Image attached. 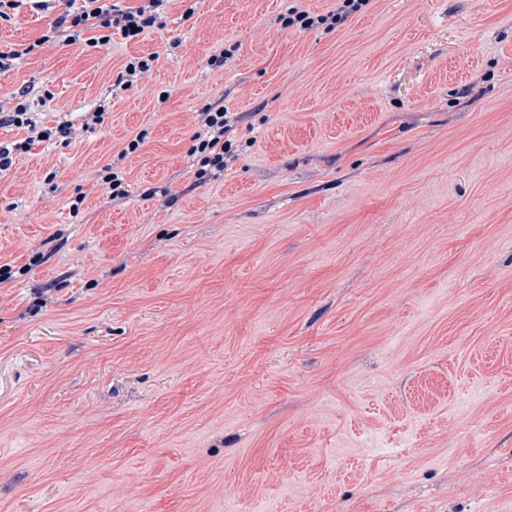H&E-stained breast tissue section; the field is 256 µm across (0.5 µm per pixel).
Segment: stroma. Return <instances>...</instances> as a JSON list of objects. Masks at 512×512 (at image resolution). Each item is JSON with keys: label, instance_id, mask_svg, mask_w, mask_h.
<instances>
[{"label": "stroma", "instance_id": "1", "mask_svg": "<svg viewBox=\"0 0 512 512\" xmlns=\"http://www.w3.org/2000/svg\"><path fill=\"white\" fill-rule=\"evenodd\" d=\"M286 7L171 0L0 74L48 126L108 106L0 175V512H512V0ZM54 17L22 7L0 51ZM341 2L334 10L326 14L310 16L307 11H299L297 7L288 8V17L284 18L285 27L298 26L301 30H311L319 25H326V28L333 29L352 15L367 6L369 0H338ZM158 57L154 54L141 57H131L123 64V71L120 73V83L126 89L137 86L139 79L149 73L154 67ZM228 113L224 105H210L195 112V125L201 128L192 135L189 153L197 162L196 174L200 182L217 180L224 175V154L232 147L231 141L224 139L232 131ZM144 139L145 136L139 133L135 138L130 140L123 148H121L114 156L117 157V163L118 161L126 160L134 155L144 143ZM117 163L112 159L110 162L105 163L98 171L99 176L101 177L102 182L106 185L112 200L125 198L129 193L124 186L125 183L123 177L112 171L114 169V164Z\"/></svg>", "mask_w": 512, "mask_h": 512}]
</instances>
